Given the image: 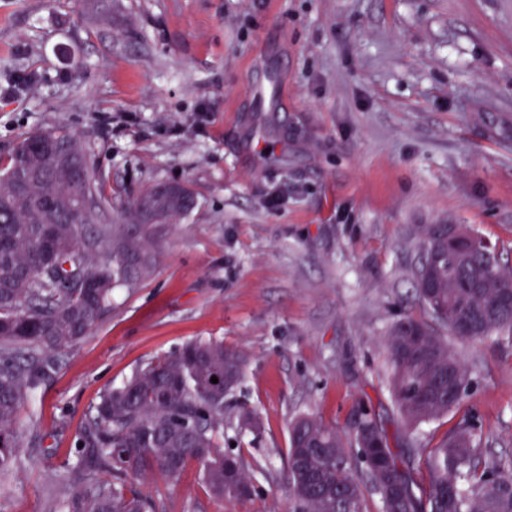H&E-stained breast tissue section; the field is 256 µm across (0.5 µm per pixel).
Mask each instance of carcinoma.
<instances>
[{"instance_id":"obj_1","label":"carcinoma","mask_w":512,"mask_h":512,"mask_svg":"<svg viewBox=\"0 0 512 512\" xmlns=\"http://www.w3.org/2000/svg\"><path fill=\"white\" fill-rule=\"evenodd\" d=\"M83 161L78 138L61 129ZM0 170V471L15 461L19 412L47 373L76 347L106 312L117 286L133 288L148 275L156 250L175 220L191 211L181 185L180 202L168 184L134 198L116 224H50L41 205L48 194L62 204L78 194L64 164L36 150L35 136L21 140ZM86 190L112 209L94 173ZM166 210L165 224H141L142 207ZM418 301L437 322L406 315L387 336V384L401 433L389 434L364 402L342 435L312 415L291 424L288 481L292 512H371L362 477L376 497V512H512V458L481 463L483 435L471 418L434 446L412 436L420 424L460 406L473 387L471 372L448 346L455 335L450 313L465 305L473 334L465 341L512 337V312L497 309L512 269L480 253L448 252L428 229L412 268ZM478 278L482 287H467ZM245 357L218 341H194L148 363L121 387L106 389L86 414L75 442L72 481L58 512H158L160 504L135 485L138 479L176 480L188 461L201 465L211 493L244 503L256 489L241 453L224 449V396L241 384ZM230 385L211 388L218 373ZM241 427L257 430L254 411L238 406ZM112 480L87 482L94 474Z\"/></svg>"}]
</instances>
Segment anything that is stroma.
I'll return each instance as SVG.
<instances>
[{
    "label": "stroma",
    "instance_id": "1",
    "mask_svg": "<svg viewBox=\"0 0 512 512\" xmlns=\"http://www.w3.org/2000/svg\"><path fill=\"white\" fill-rule=\"evenodd\" d=\"M59 128L113 201L179 181L195 206L21 409L44 442L0 475V512H52L100 393L209 339L247 358L224 438L257 493L215 498L194 460L141 488L162 512H288L298 415L394 416L386 333L425 315L428 225H469L512 268V0H0V158ZM449 345L475 385L420 437L473 415L512 457V343ZM241 402L260 433H238Z\"/></svg>",
    "mask_w": 512,
    "mask_h": 512
}]
</instances>
